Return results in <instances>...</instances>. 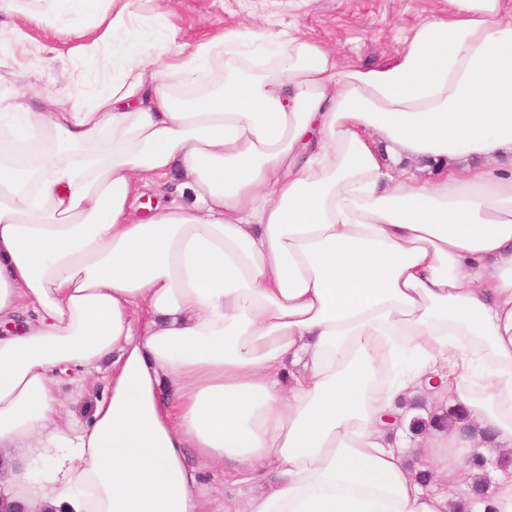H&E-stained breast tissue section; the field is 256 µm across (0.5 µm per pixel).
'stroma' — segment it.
Returning <instances> with one entry per match:
<instances>
[{
    "label": "stroma",
    "mask_w": 512,
    "mask_h": 512,
    "mask_svg": "<svg viewBox=\"0 0 512 512\" xmlns=\"http://www.w3.org/2000/svg\"><path fill=\"white\" fill-rule=\"evenodd\" d=\"M445 8V0H142L140 17L124 38L145 53L147 34L160 30L173 49L189 53L229 28L249 39L257 31L271 34L297 26L335 47L346 61L376 68L394 62L401 39L414 25ZM76 23L70 17L57 31H32L42 55L32 81L43 95L53 94L59 73L73 67L87 68L89 94L106 88L96 65L71 51L69 29Z\"/></svg>",
    "instance_id": "1"
}]
</instances>
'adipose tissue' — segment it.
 Masks as SVG:
<instances>
[{
    "instance_id": "1",
    "label": "adipose tissue",
    "mask_w": 512,
    "mask_h": 512,
    "mask_svg": "<svg viewBox=\"0 0 512 512\" xmlns=\"http://www.w3.org/2000/svg\"><path fill=\"white\" fill-rule=\"evenodd\" d=\"M138 0H0L1 63L77 15L87 75L0 92V448L27 512H512V0H446L394 64L229 29L152 59ZM432 170L421 182L410 166ZM178 194L136 216L144 186ZM104 372L88 420L59 374ZM453 391L413 454L381 415ZM170 395H163L162 386ZM237 494L205 510L198 467ZM503 453H508V451H497L494 455L489 457L492 460L491 463L484 466L478 472L479 477L486 483H492L497 481L503 474H507L509 476L512 475V461L506 464L500 462V455Z\"/></svg>"
}]
</instances>
